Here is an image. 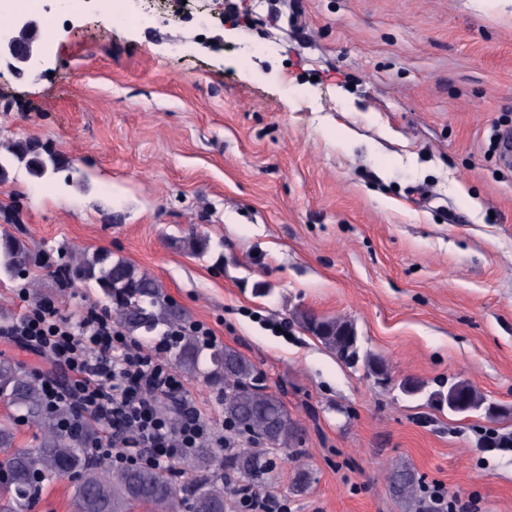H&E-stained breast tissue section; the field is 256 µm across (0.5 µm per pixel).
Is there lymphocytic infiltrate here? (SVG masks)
<instances>
[{
  "label": "lymphocytic infiltrate",
  "instance_id": "1",
  "mask_svg": "<svg viewBox=\"0 0 512 512\" xmlns=\"http://www.w3.org/2000/svg\"><path fill=\"white\" fill-rule=\"evenodd\" d=\"M4 333L31 353L50 354L66 372L64 389L43 378L47 408L66 407L94 423L93 450L113 464L168 469L188 449L223 446L224 433L210 418L186 413L173 420L159 410L160 397L182 391L181 378L156 354L129 341L105 310L88 307L74 321L54 303L42 302Z\"/></svg>",
  "mask_w": 512,
  "mask_h": 512
}]
</instances>
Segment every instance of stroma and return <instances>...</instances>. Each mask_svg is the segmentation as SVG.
Returning a JSON list of instances; mask_svg holds the SVG:
<instances>
[{
    "label": "stroma",
    "mask_w": 512,
    "mask_h": 512,
    "mask_svg": "<svg viewBox=\"0 0 512 512\" xmlns=\"http://www.w3.org/2000/svg\"><path fill=\"white\" fill-rule=\"evenodd\" d=\"M147 27L68 12L36 75L0 63V151L33 138L68 174L0 182V231L48 250L111 252L154 276L190 322L257 367L304 434L269 493L293 512H414L423 483L512 512V0H199ZM210 249L187 254L189 234ZM0 282V327L95 290L36 272ZM354 323L392 382L336 358L295 318ZM469 381L501 409L453 415L398 388ZM171 404L223 422L219 392L184 377ZM312 481L290 491L298 466ZM420 478L410 467L401 466L395 469L391 476V487L401 497L415 499L420 488Z\"/></svg>",
    "instance_id": "stroma-1"
}]
</instances>
